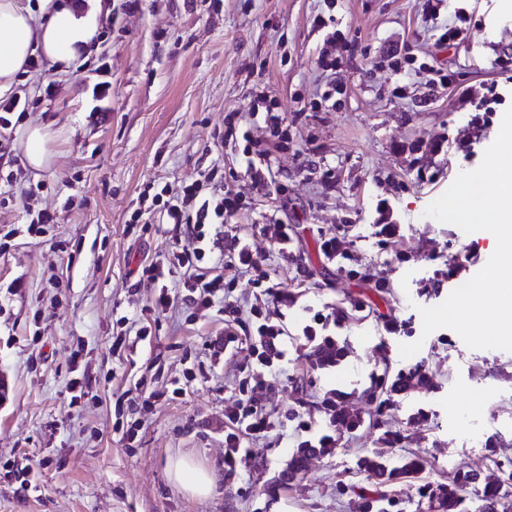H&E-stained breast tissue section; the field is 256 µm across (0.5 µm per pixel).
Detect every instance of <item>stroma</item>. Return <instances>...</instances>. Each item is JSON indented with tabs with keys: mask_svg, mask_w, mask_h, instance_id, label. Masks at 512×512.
I'll use <instances>...</instances> for the list:
<instances>
[{
	"mask_svg": "<svg viewBox=\"0 0 512 512\" xmlns=\"http://www.w3.org/2000/svg\"><path fill=\"white\" fill-rule=\"evenodd\" d=\"M426 0H103L101 49L89 61L58 73L48 65L24 74L12 90L29 107L13 128L0 165L17 182L44 183L32 208L55 210L57 223L28 233L21 201L0 205V375L10 393L0 402V512H356L354 494L337 481L372 487L358 470L378 448L379 430L361 426L336 433L330 454L305 465L300 480L278 483L303 434L286 418L303 413L317 428L324 393L348 396L351 411L370 417L360 392L373 376L414 367L428 370L430 386L388 408L403 441L389 449L397 463L416 454L420 480L397 485L404 512H429L420 482H444L455 472L489 464L488 437L512 456V352L469 348L457 332L424 333L420 308L446 300L457 280H469L490 258L482 232L464 233L426 216L463 171L476 169L512 107V10L505 0H444L437 17ZM470 13L463 39L439 40L457 8ZM334 16V34L316 27ZM409 59L393 63L391 46ZM508 66H501V59ZM335 61L328 69L326 61ZM447 89L434 88L436 72ZM110 82L105 117L92 86ZM335 103L322 101L330 85ZM276 101L284 117L283 148L272 155V184H251L241 147L221 144L224 118L246 115L256 141L266 137L259 96ZM55 133L52 161L36 173L22 162L27 126ZM240 207L227 230L248 233L261 251L271 284L294 294L281 305L258 288H238L242 309L259 306L283 318L288 362L273 390L255 396L279 427L246 438L235 470L224 466V412L238 397L248 363L249 319L226 326L212 309L188 318L184 307L155 311L154 284L140 279L141 263L160 258L175 242L171 225L153 211L145 189L189 183L214 165ZM76 205L63 209L67 197ZM144 226H131L134 211ZM294 229L290 253L272 247L266 226ZM396 228L392 238L379 227ZM341 234L363 278H348L318 250L321 237ZM61 241L65 250L54 249ZM23 287H14L15 279ZM386 282V297L329 331L348 355L315 374L305 402L290 378L307 366L303 334L316 312L333 316L347 294L370 293ZM391 315L398 329L383 325ZM148 325L145 340L112 353L116 319ZM232 331L238 341L223 359L211 347ZM421 342L402 358L399 347ZM79 359H72V352ZM195 378L177 400L164 393L186 371ZM83 384L71 406L70 380ZM156 392L150 406L143 395ZM478 412H469L470 401ZM133 410L143 427L133 442L114 429L116 406ZM189 459L215 469L203 498L172 477ZM33 467L39 491L7 476L3 463Z\"/></svg>",
	"mask_w": 512,
	"mask_h": 512,
	"instance_id": "stroma-1",
	"label": "stroma"
}]
</instances>
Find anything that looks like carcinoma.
Masks as SVG:
<instances>
[{"instance_id": "obj_1", "label": "carcinoma", "mask_w": 512, "mask_h": 512, "mask_svg": "<svg viewBox=\"0 0 512 512\" xmlns=\"http://www.w3.org/2000/svg\"><path fill=\"white\" fill-rule=\"evenodd\" d=\"M364 306L365 301L361 296H346L336 307V322L344 321L349 310H360ZM307 341L310 345L307 354L308 366L299 375L292 378L295 391L301 394L311 386L314 372L339 365L348 354L346 345L337 339L324 337L317 339L309 336ZM431 382L432 379L420 368H412L408 371L399 370L394 374L386 372L375 378L359 394L361 399L372 406L373 415L370 423L375 428L382 430V435L381 447L359 457L357 462L359 470L371 474L377 480L375 490L359 493L358 512H401L397 509L399 499L395 494V487L403 481L418 478L424 470V463L420 458H410L396 467L386 464V448L400 442L403 435L385 429L384 413L387 408L397 404L399 399L410 391ZM344 399L345 394L340 391L329 392L320 402V411L325 417L335 419L336 426L352 432L363 425V419L358 415H351L345 410ZM328 452L327 448H312L305 444L292 454L288 461V467L282 472V475L288 476V482L291 483L301 473L307 456ZM506 474L512 476V459L494 457L491 459V468L488 474L483 475L476 471L459 472L446 483L426 482L419 486V495L428 500L429 509L432 512H468L465 506L466 490L478 484L483 488V501H496L505 493L503 476Z\"/></svg>"}]
</instances>
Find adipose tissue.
I'll use <instances>...</instances> for the list:
<instances>
[{"label":"adipose tissue","instance_id":"obj_1","mask_svg":"<svg viewBox=\"0 0 512 512\" xmlns=\"http://www.w3.org/2000/svg\"><path fill=\"white\" fill-rule=\"evenodd\" d=\"M36 21L21 0H0V92L9 90L33 48L65 70L89 52L98 31L100 0H44Z\"/></svg>","mask_w":512,"mask_h":512}]
</instances>
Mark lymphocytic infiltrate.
Masks as SVG:
<instances>
[{
  "label": "lymphocytic infiltrate",
  "instance_id": "f902f5d3",
  "mask_svg": "<svg viewBox=\"0 0 512 512\" xmlns=\"http://www.w3.org/2000/svg\"><path fill=\"white\" fill-rule=\"evenodd\" d=\"M224 137L244 141L243 154L253 183L268 188L270 147L281 137L279 122L270 123L267 145L258 150L251 144L249 129L234 116L226 118ZM154 198L164 223L180 232L162 260L141 268L143 278L160 285L153 301L155 310L166 312L173 308L174 299L163 281L175 270L181 275L179 286L185 290L187 301L200 311L220 302L226 313L237 314V307L227 304L225 297L239 280H246L253 288L266 287L269 276L262 273V259L253 251L248 236L229 234L224 229V216L234 210L235 203L215 173L188 184L163 187ZM249 314L253 325L249 351L254 367L241 379L234 407L224 414V445L228 448L241 447L243 436L261 438L275 430V423L254 404L249 386L288 361L284 326L273 322L258 306H251Z\"/></svg>",
  "mask_w": 512,
  "mask_h": 512
}]
</instances>
